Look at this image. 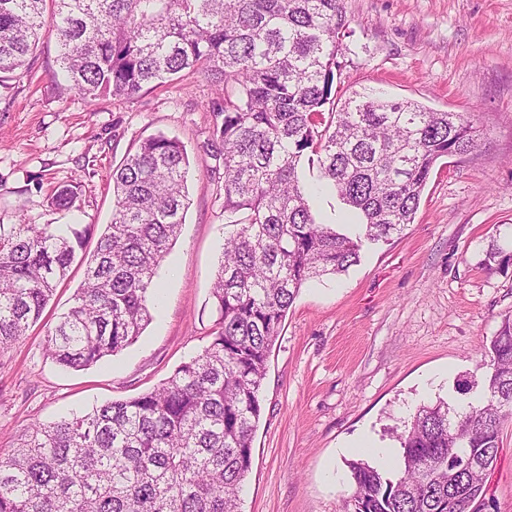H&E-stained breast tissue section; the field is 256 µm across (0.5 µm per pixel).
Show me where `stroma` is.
I'll use <instances>...</instances> for the list:
<instances>
[{"label":"stroma","mask_w":512,"mask_h":512,"mask_svg":"<svg viewBox=\"0 0 512 512\" xmlns=\"http://www.w3.org/2000/svg\"><path fill=\"white\" fill-rule=\"evenodd\" d=\"M349 35L334 85L384 92L479 131L474 155L442 159L414 220L389 242L367 243L339 276L301 288L267 363L243 512H346L356 442L399 449L420 406L455 400L481 376V347L512 314V266L482 261L497 228L512 227V0H344ZM45 32L24 78L0 79V224L94 225L112 219V170L141 138H178L189 159V206L160 263L153 319L132 345L84 370L58 365L44 334L73 303L85 264L49 302L43 321L0 356V455L32 424L83 414L159 385L201 353L215 316L211 283L231 226L211 148L219 84L186 76L131 101L73 100ZM80 182V210L60 212L55 186ZM480 512H512V418Z\"/></svg>","instance_id":"obj_1"}]
</instances>
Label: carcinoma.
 <instances>
[{"mask_svg": "<svg viewBox=\"0 0 512 512\" xmlns=\"http://www.w3.org/2000/svg\"><path fill=\"white\" fill-rule=\"evenodd\" d=\"M348 20L343 0H0V74L22 78L55 33L74 97L130 101L182 72L224 84L212 146L222 159L224 240L211 340L136 397L35 425L0 457V512H241L262 414L267 361L302 286L360 262L363 242L412 223L437 162L478 147L471 121L383 92L336 104ZM363 222L350 236L319 224L303 162ZM186 149L140 139L112 170V220L86 261L73 305L45 334L59 365L83 370L137 341L152 320L155 272L182 226ZM51 205L80 207L79 185ZM94 226L0 224V352L36 324ZM493 238L483 265L512 264ZM471 400L420 407L399 436V467L349 463L347 512H475L483 472L512 416V315L483 347ZM472 466L452 473L449 458Z\"/></svg>", "mask_w": 512, "mask_h": 512, "instance_id": "obj_1", "label": "carcinoma"}]
</instances>
